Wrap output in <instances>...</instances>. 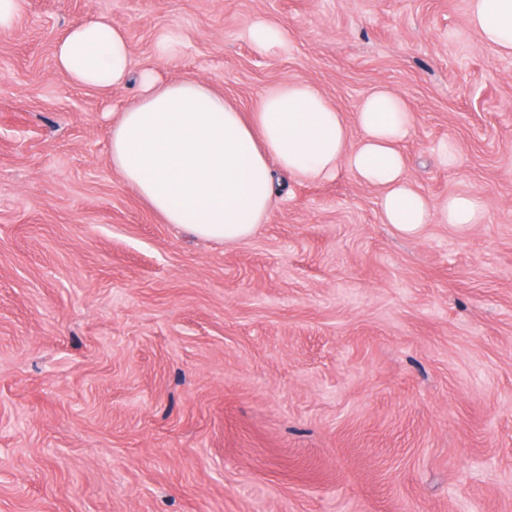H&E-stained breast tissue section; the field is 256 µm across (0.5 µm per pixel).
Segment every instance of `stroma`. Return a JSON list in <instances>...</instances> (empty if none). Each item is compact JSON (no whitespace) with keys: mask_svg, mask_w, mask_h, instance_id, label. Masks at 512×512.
<instances>
[{"mask_svg":"<svg viewBox=\"0 0 512 512\" xmlns=\"http://www.w3.org/2000/svg\"><path fill=\"white\" fill-rule=\"evenodd\" d=\"M469 0H23L0 29V512H512V56ZM133 78L53 51L97 16ZM267 20L288 39L247 38ZM181 36L162 60L158 39ZM240 111L288 80L350 120L378 87L405 173L479 224L381 218L347 171L280 193L246 240L165 223L112 168L138 71ZM453 143L455 166L439 148ZM54 62L73 83L98 90L125 85L132 71L125 34L104 17L71 28L56 45ZM249 40L262 53H273L283 49L286 39L282 30L267 22H258L249 29Z\"/></svg>","mask_w":512,"mask_h":512,"instance_id":"obj_1","label":"stroma"}]
</instances>
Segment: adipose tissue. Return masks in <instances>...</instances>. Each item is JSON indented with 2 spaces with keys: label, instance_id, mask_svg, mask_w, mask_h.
<instances>
[{
  "label": "adipose tissue",
  "instance_id": "obj_1",
  "mask_svg": "<svg viewBox=\"0 0 512 512\" xmlns=\"http://www.w3.org/2000/svg\"><path fill=\"white\" fill-rule=\"evenodd\" d=\"M469 20L512 56V0H470ZM54 62L73 83L98 90L125 85L132 71L125 34L103 17L71 28ZM139 83L136 101L112 123V167L166 223L199 238L229 244L251 236L271 208L277 170L310 181L347 170L380 188L384 223L408 235L436 220L483 219L477 197L452 194L435 208L407 179L400 144L412 115L388 89L360 100L354 144L342 112L306 80L261 92L247 114L202 80L165 82L145 70Z\"/></svg>",
  "mask_w": 512,
  "mask_h": 512
}]
</instances>
